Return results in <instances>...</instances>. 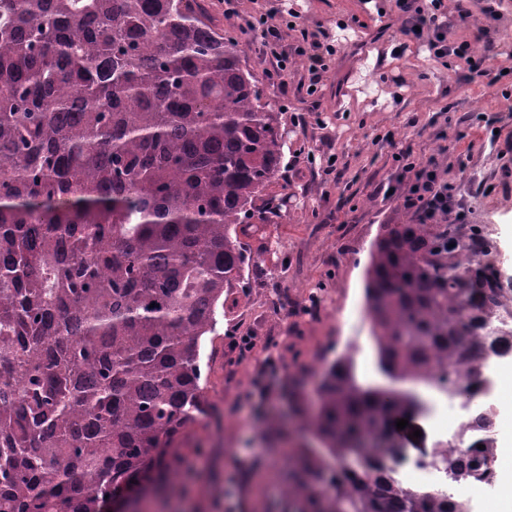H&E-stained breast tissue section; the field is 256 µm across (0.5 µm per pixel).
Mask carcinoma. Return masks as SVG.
<instances>
[{"instance_id": "1", "label": "carcinoma", "mask_w": 512, "mask_h": 512, "mask_svg": "<svg viewBox=\"0 0 512 512\" xmlns=\"http://www.w3.org/2000/svg\"><path fill=\"white\" fill-rule=\"evenodd\" d=\"M203 0H0V512H107L116 492L180 494L213 407L201 344L239 304L247 239L284 219L281 113ZM485 228L384 224L365 272L378 374L464 399L478 333L512 289ZM155 307H150V304ZM411 390L329 362L280 448L293 512H450L398 483ZM460 483L485 458L448 463Z\"/></svg>"}]
</instances>
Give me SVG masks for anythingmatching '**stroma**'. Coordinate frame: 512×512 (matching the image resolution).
<instances>
[{
  "mask_svg": "<svg viewBox=\"0 0 512 512\" xmlns=\"http://www.w3.org/2000/svg\"><path fill=\"white\" fill-rule=\"evenodd\" d=\"M276 5L296 18L280 49L288 55V86L269 81L272 60L259 37L241 31L243 62L275 104L287 129L284 223L267 225L250 241L261 251L277 241L278 278L249 273L250 290L222 317L217 336L202 349L214 413L194 437L207 448L170 512H249L254 500L275 503L283 462L272 451L295 447L296 413H311L318 372L355 345L358 375L377 372L368 323L355 322L364 305V271L371 244L384 224H411L403 206L409 184L396 155L408 151L434 164L452 195L448 214L435 223L488 227L495 262L512 288V0L495 15L484 0H469L475 26L495 46L486 61L497 84L460 62L436 60L426 42L400 33L391 0H238L242 15ZM313 33L303 41L300 31ZM331 49L316 95H308L304 51ZM394 47L392 62L375 53ZM394 194H387V186ZM263 468L250 487L240 472Z\"/></svg>",
  "mask_w": 512,
  "mask_h": 512,
  "instance_id": "35a3bbf8",
  "label": "stroma"
}]
</instances>
